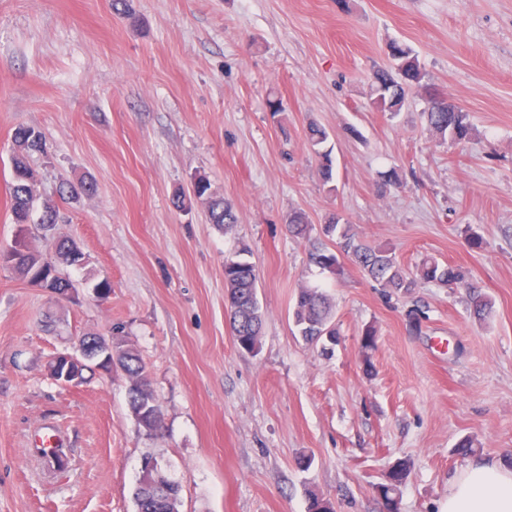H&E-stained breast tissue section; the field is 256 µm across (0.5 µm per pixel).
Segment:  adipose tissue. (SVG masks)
<instances>
[{
    "mask_svg": "<svg viewBox=\"0 0 512 512\" xmlns=\"http://www.w3.org/2000/svg\"><path fill=\"white\" fill-rule=\"evenodd\" d=\"M438 512H512V468L491 456L471 458L449 478Z\"/></svg>",
    "mask_w": 512,
    "mask_h": 512,
    "instance_id": "ef3b65f1",
    "label": "adipose tissue"
}]
</instances>
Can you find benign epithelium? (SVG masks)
<instances>
[{
  "mask_svg": "<svg viewBox=\"0 0 512 512\" xmlns=\"http://www.w3.org/2000/svg\"><path fill=\"white\" fill-rule=\"evenodd\" d=\"M118 365L112 349V338L103 336H82L76 346L70 350L56 353L49 361L47 372L57 384L73 388L83 384L85 373L89 371H110ZM142 475L153 478L155 485L163 487L166 474L155 459H146L141 463Z\"/></svg>",
  "mask_w": 512,
  "mask_h": 512,
  "instance_id": "obj_1",
  "label": "benign epithelium"
}]
</instances>
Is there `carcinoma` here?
<instances>
[{
    "label": "carcinoma",
    "mask_w": 512,
    "mask_h": 512,
    "mask_svg": "<svg viewBox=\"0 0 512 512\" xmlns=\"http://www.w3.org/2000/svg\"><path fill=\"white\" fill-rule=\"evenodd\" d=\"M390 66L379 68L372 75V104L380 112L392 115L402 111L407 102L408 92L412 89L426 87L424 72L414 50L404 44L390 45ZM423 117L428 127L443 137L455 141L470 138L472 127L468 114L461 107L448 101V98L436 99L432 93L425 98ZM307 139L312 146L319 148V175L323 182L333 180V161L331 152L322 149L328 140L327 131L316 123L309 124ZM14 151L10 158V211L13 223L21 226L37 222L48 228L57 223V211L53 204L45 202L37 207L36 184L38 174L32 168L29 158L35 152L45 150L42 133L34 127L20 126L13 134ZM194 185L198 187L197 194L190 197L177 195L173 199L176 208L180 210L192 207L193 201L201 200L207 204L209 222L229 229L238 223V217L232 206L222 198H216L210 193L208 180L199 177ZM83 189L86 194L94 192V184L90 180H82L75 186L63 182L59 193L63 196L77 197V189ZM340 218L336 215L329 217L324 227V233L336 234V250L332 251L321 242L311 244L309 262L315 266L339 274L343 270V260L347 259L363 269L369 277L379 282L383 287L395 294H408L417 287L418 282H434L451 289L462 288L466 291L467 304L474 317L483 319L491 309V301L481 288L472 281L468 272L459 266L441 264L436 260H424L417 266L416 275H411L397 261L394 249L385 246H371L357 241L348 230L338 231ZM310 221L305 212L295 210L288 216V230L298 237H305L309 232ZM80 250L77 242L68 237L56 241V253L60 261L68 266L73 265L70 254ZM10 267L22 278L31 283L55 275L58 282H66L68 278L59 273L57 266L44 260L39 252L30 248L28 253L21 254L10 263ZM226 297L230 307V322L233 335L245 336L250 344L260 342L257 335L262 331L263 315L257 297L258 280L255 267L243 258L231 262L225 269L224 276ZM333 305L329 296L320 288H303L298 293L294 307L293 320L300 335L308 342L314 343L321 332L336 336L332 327ZM119 347H125L129 352L125 372L129 377L127 402L129 408H134L139 402L148 404L157 401L151 381L148 380L142 360L137 350L126 340L118 342ZM409 475V466L405 461H397L390 469L387 481L378 486V494L387 503L393 502L400 486ZM180 497L179 484L169 479L166 481L162 499L165 501L166 512H178ZM137 512H157L156 489L137 481L134 490Z\"/></svg>",
    "instance_id": "1"
}]
</instances>
